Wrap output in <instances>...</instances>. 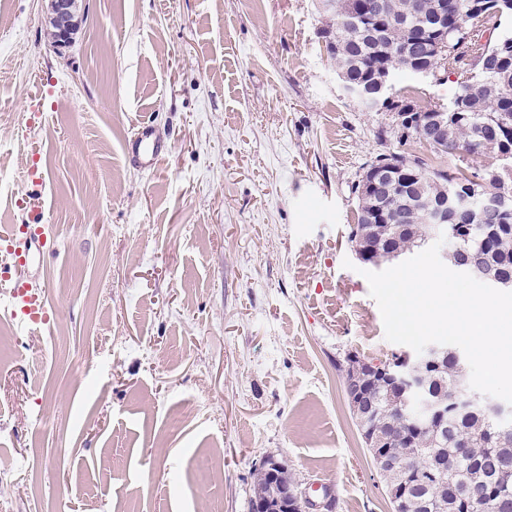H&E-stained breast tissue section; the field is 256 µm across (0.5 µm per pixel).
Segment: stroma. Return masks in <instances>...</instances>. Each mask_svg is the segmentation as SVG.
<instances>
[{
	"label": "stroma",
	"mask_w": 512,
	"mask_h": 512,
	"mask_svg": "<svg viewBox=\"0 0 512 512\" xmlns=\"http://www.w3.org/2000/svg\"><path fill=\"white\" fill-rule=\"evenodd\" d=\"M79 4L58 50L48 0H0V223L45 225L50 315L20 329L0 287V504L250 512L272 455L310 512H391L336 368L401 349L343 266L354 186L399 148L468 175L489 158L379 139L394 116L346 94L316 0ZM143 123L170 146L153 172L124 153Z\"/></svg>",
	"instance_id": "stroma-1"
}]
</instances>
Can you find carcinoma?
I'll list each match as a JSON object with an SVG mask.
<instances>
[{"label": "carcinoma", "mask_w": 512, "mask_h": 512, "mask_svg": "<svg viewBox=\"0 0 512 512\" xmlns=\"http://www.w3.org/2000/svg\"><path fill=\"white\" fill-rule=\"evenodd\" d=\"M483 15L486 28L500 31L484 45L477 43L480 30L466 26L457 14L456 0H448V20H440L436 0H320L319 7L331 17L325 29L328 54L336 59L338 78L350 85L373 84L389 76L397 79L417 69L431 39L435 25H448V45L440 50L436 64L441 73L457 77L458 93L446 107L422 106L409 97L400 101L412 111L427 114L446 113L448 136L431 146L449 156L483 155L500 160L512 154V129L505 130L496 146L482 141V134L502 115L512 116V0H468ZM371 166L399 169L411 187L410 194L398 206L392 197H371L364 180L355 184L357 223L351 225L349 239L356 246L358 259L365 265L386 263L425 245L429 226L423 217L440 199L467 197L476 202L504 183L512 185V169L493 166L470 179L449 170L431 168L421 158L401 151L381 154ZM463 252L478 254L490 266L512 267V216L488 214L466 228L450 225ZM428 389L438 398L460 386L465 364L448 357L444 362L421 365ZM373 400L371 415L363 424L365 435L391 430L395 433L400 456L407 471L416 473L426 461L418 449L433 448L438 459L432 463L435 479L418 493L411 512H472L463 501H455L458 487L474 478V468H484L482 479L493 499L501 500L497 512H512V482L495 481L505 467L496 449L497 441L490 423L481 414L455 417L451 414L429 418L417 401L397 408L395 388L377 378L369 382ZM458 440L470 442L473 454L466 460L451 457ZM294 481L290 475L272 479L268 471L253 472L255 498L276 494L278 485Z\"/></svg>", "instance_id": "obj_1"}]
</instances>
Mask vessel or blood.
<instances>
[{
  "mask_svg": "<svg viewBox=\"0 0 512 512\" xmlns=\"http://www.w3.org/2000/svg\"><path fill=\"white\" fill-rule=\"evenodd\" d=\"M125 149L135 163L150 171L157 169L169 152L167 142L149 125L140 126ZM42 234L39 224H13L0 233V256L9 261L8 266L0 268V282L8 286L10 316L24 330L37 328L48 319L44 287L25 273L33 261L31 243Z\"/></svg>",
  "mask_w": 512,
  "mask_h": 512,
  "instance_id": "obj_1",
  "label": "vessel or blood"
}]
</instances>
